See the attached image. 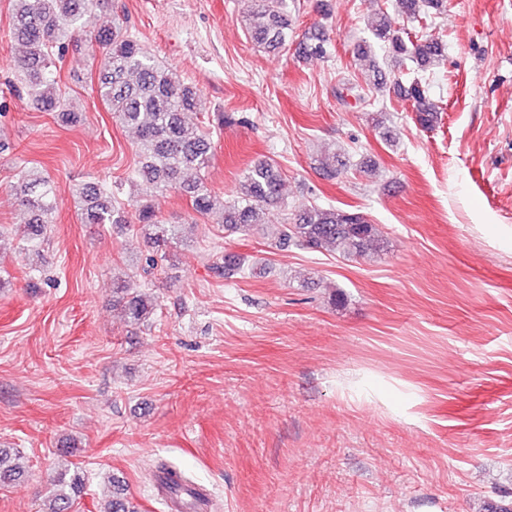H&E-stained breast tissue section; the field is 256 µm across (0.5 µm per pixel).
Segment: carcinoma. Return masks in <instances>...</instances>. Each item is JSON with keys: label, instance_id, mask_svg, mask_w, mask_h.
Here are the masks:
<instances>
[{"label": "carcinoma", "instance_id": "1", "mask_svg": "<svg viewBox=\"0 0 512 512\" xmlns=\"http://www.w3.org/2000/svg\"><path fill=\"white\" fill-rule=\"evenodd\" d=\"M285 2L251 0L245 15L251 40L269 52L279 53L288 47L290 23ZM12 4V35L22 45L20 54L12 57L14 77L37 109L58 113V118L66 124L75 120V112L69 108L61 88L63 62L69 46L78 42L84 32L86 18L92 14L105 17L94 33V42L103 56L97 91L110 107L113 118L135 130L136 175L156 194H184L200 215L221 206L224 230L231 235H257L263 231L266 219L274 216L280 225V239L306 249L353 257H365L377 249L380 230L360 212L319 206L288 212L281 170L271 160L252 163L236 194L217 203L205 179L211 159L210 132L185 124V114L196 108L197 89L184 83L175 69L159 61L120 23L113 14L112 0H12ZM400 5L407 17L416 19L433 10L444 11L445 0H400ZM369 31L397 62L409 59L426 70L443 57L442 46L437 42L404 39L384 11L376 14ZM300 50L308 57H324L328 53V38L323 32L311 35L300 44ZM374 86L412 102L415 123L422 128L432 129L438 124L439 108L431 102L426 78L421 75H414L404 87L397 80L388 82L384 69L377 66ZM318 167L327 174L346 171L350 168L349 154L340 151L322 157L318 159ZM16 190L27 215L19 236L26 241V251L37 254L48 224L53 222L58 210L60 196L54 180L34 165L19 167ZM72 199L84 211L89 224L138 228L149 247L145 263L151 269L166 261L168 248L178 244L177 227L159 220L153 206L136 203L135 213L131 215L112 200V192L103 181L75 187ZM247 269L257 274L267 266L240 253L226 252L219 272L228 278ZM112 298L113 304L122 307L129 322L136 325L149 322L157 309L155 297L129 280L119 279L114 283ZM21 477V471L8 464L7 452L0 449V485L14 483ZM54 481L60 490L45 512H68L73 504L72 494L82 486L80 478L70 480L67 472L60 471ZM105 512H136V509L115 491Z\"/></svg>", "mask_w": 512, "mask_h": 512}]
</instances>
